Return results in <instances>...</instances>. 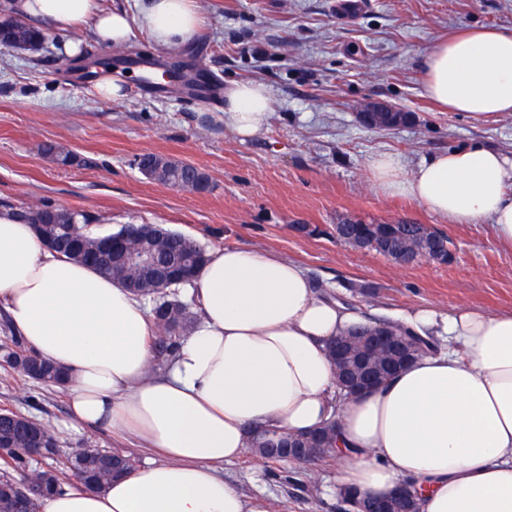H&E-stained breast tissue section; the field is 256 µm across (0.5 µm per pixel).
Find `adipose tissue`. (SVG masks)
I'll return each mask as SVG.
<instances>
[{
	"instance_id": "1",
	"label": "adipose tissue",
	"mask_w": 512,
	"mask_h": 512,
	"mask_svg": "<svg viewBox=\"0 0 512 512\" xmlns=\"http://www.w3.org/2000/svg\"><path fill=\"white\" fill-rule=\"evenodd\" d=\"M25 24L124 45L139 24L160 47L202 27L198 0H142L137 18L101 0H4ZM426 92L452 112H512V27L466 28L438 44ZM273 102L243 81L224 92V118L257 136ZM384 194L405 196L452 224L488 222L512 246V156L479 143L405 168L370 162ZM197 323L166 374H150L154 331L144 300L118 280L46 248L32 225L0 211V305L25 346L69 374L70 414L83 427L138 438L146 458L102 491L75 483L41 512H268L226 482L222 465L247 450L251 427L302 432L336 426L335 491L383 495L398 486L420 512H512V313L418 308L386 323L430 337L435 351L378 387L341 397L328 341L368 324L318 293L293 261L224 248L189 284Z\"/></svg>"
}]
</instances>
